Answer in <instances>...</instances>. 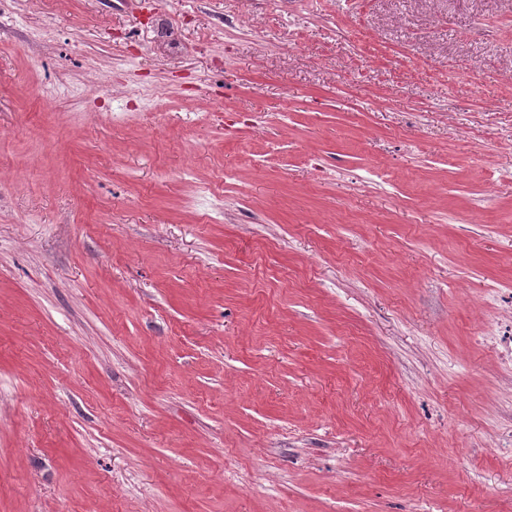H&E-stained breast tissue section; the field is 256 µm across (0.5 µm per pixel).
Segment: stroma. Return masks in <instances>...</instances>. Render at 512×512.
Listing matches in <instances>:
<instances>
[{
    "label": "stroma",
    "instance_id": "stroma-1",
    "mask_svg": "<svg viewBox=\"0 0 512 512\" xmlns=\"http://www.w3.org/2000/svg\"><path fill=\"white\" fill-rule=\"evenodd\" d=\"M0 512H512V0H0Z\"/></svg>",
    "mask_w": 512,
    "mask_h": 512
}]
</instances>
